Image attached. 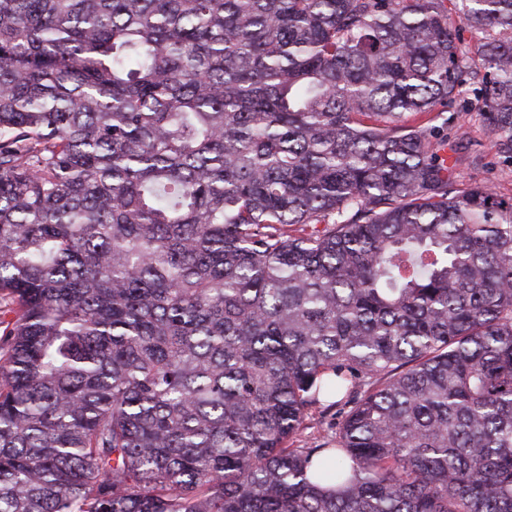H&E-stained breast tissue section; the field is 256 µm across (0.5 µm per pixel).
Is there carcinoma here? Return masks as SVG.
I'll return each mask as SVG.
<instances>
[{
    "label": "carcinoma",
    "mask_w": 512,
    "mask_h": 512,
    "mask_svg": "<svg viewBox=\"0 0 512 512\" xmlns=\"http://www.w3.org/2000/svg\"><path fill=\"white\" fill-rule=\"evenodd\" d=\"M471 81L512 0H0V512H512ZM470 101L472 104L469 103ZM439 109L447 111L448 117L454 115L453 121L448 124V140L454 141L458 133L465 131L471 141L468 151H479L483 155L481 163L474 165L468 159L469 154L466 150H460L454 154L448 149V156H453L451 161L455 157L462 159L456 167L457 180L464 184H489L500 195L512 197V161L497 155L495 150L491 149L489 138L476 115L472 92L453 102H448L447 107H439ZM333 413L329 415H323L321 413L316 412L314 414V419H311L307 422V428H305L302 432H300L294 440L295 444L301 447H310L317 444V440H319L320 435L323 433V429L326 427L327 423L333 422L334 416Z\"/></svg>",
    "instance_id": "obj_1"
}]
</instances>
